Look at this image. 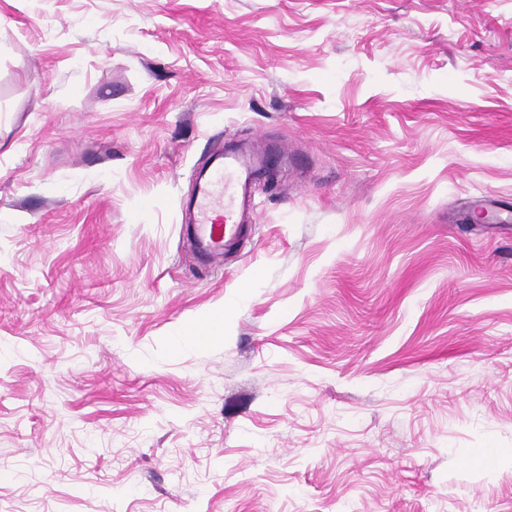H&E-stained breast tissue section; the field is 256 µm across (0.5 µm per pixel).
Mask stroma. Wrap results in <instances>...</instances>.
I'll use <instances>...</instances> for the list:
<instances>
[{
	"label": "stroma",
	"instance_id": "1",
	"mask_svg": "<svg viewBox=\"0 0 512 512\" xmlns=\"http://www.w3.org/2000/svg\"><path fill=\"white\" fill-rule=\"evenodd\" d=\"M0 512H512V0H0ZM209 170L196 197L195 224H190L188 231L212 258L223 253L224 239H233L238 228L232 224L238 178L231 162L224 165L223 160H218ZM224 329L223 311L215 313L208 318L190 324L182 333V340L188 345L208 344L222 335Z\"/></svg>",
	"mask_w": 512,
	"mask_h": 512
}]
</instances>
